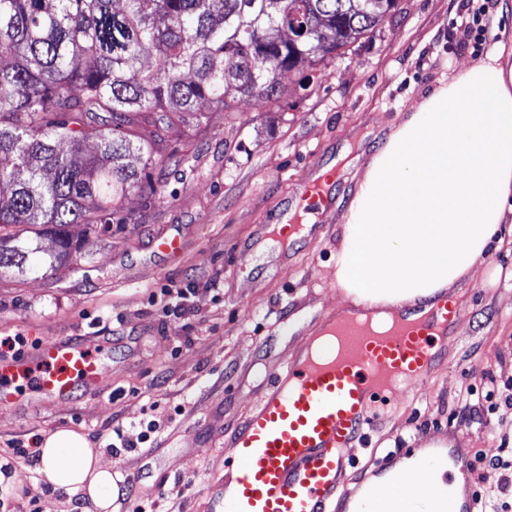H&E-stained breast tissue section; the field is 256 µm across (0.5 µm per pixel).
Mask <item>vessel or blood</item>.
I'll return each instance as SVG.
<instances>
[{
  "instance_id": "obj_1",
  "label": "vessel or blood",
  "mask_w": 512,
  "mask_h": 512,
  "mask_svg": "<svg viewBox=\"0 0 512 512\" xmlns=\"http://www.w3.org/2000/svg\"><path fill=\"white\" fill-rule=\"evenodd\" d=\"M334 184L330 177L307 186L305 201L330 205ZM456 320L455 304L444 300L428 318L386 335L346 324L273 370L262 400L228 443L232 455L221 484L202 488L210 512H398L390 499H371L363 490L341 493L354 464L346 450L367 439L376 401L425 390ZM103 377L84 341L62 337L32 354L0 358V406L16 405L29 388L67 401ZM408 451L447 464L448 512H474L466 449L452 441L427 451L415 443Z\"/></svg>"
}]
</instances>
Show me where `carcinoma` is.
Returning a JSON list of instances; mask_svg holds the SVG:
<instances>
[{"instance_id":"carcinoma-1","label":"carcinoma","mask_w":512,"mask_h":512,"mask_svg":"<svg viewBox=\"0 0 512 512\" xmlns=\"http://www.w3.org/2000/svg\"><path fill=\"white\" fill-rule=\"evenodd\" d=\"M0 0V271L53 272L72 260L68 231L107 232L121 205L143 189L131 152L153 160L162 132L200 120L199 104L229 112L243 97L275 101L270 71L318 57L281 29L321 18L338 23L339 51L395 10L363 0ZM161 113L146 132L141 114ZM93 140L95 152L84 145ZM43 226L54 247L41 255L22 238Z\"/></svg>"}]
</instances>
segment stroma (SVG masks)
Instances as JSON below:
<instances>
[{
  "label": "stroma",
  "mask_w": 512,
  "mask_h": 512,
  "mask_svg": "<svg viewBox=\"0 0 512 512\" xmlns=\"http://www.w3.org/2000/svg\"><path fill=\"white\" fill-rule=\"evenodd\" d=\"M486 6L480 45H462V18ZM512 32L507 0H399L371 33L344 54L281 76L276 102L243 100L234 111L210 108L202 124L167 133L146 172L155 193L132 191L128 223L111 235L85 225L73 262L54 274L0 271V342L22 336L28 350L63 336L100 352L105 381L61 402L0 407V452L60 429L84 434L102 460L125 477L128 499H148L155 512H203L200 488L224 469L219 448L265 392L272 367L307 343L312 323L343 303L332 274L341 217L355 192L357 170L392 126L422 96L468 61L484 58L501 32ZM336 169L335 204L318 216V235L296 240L287 259L278 248L245 250L261 225L288 213L300 188ZM183 248L161 256L160 236ZM512 270V250L492 253L485 269L463 277L448 352L422 396H399L380 411L360 459L381 445L410 438L459 440L470 451L473 486L486 494L483 463L512 473V280L487 284L486 268ZM166 285L191 289V310L164 311L151 295ZM498 421L496 435L458 426L461 398ZM155 421L154 441L139 443ZM123 425L131 450L113 451L112 428Z\"/></svg>",
  "instance_id": "stroma-1"
}]
</instances>
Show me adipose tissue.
Returning a JSON list of instances; mask_svg holds the SVG:
<instances>
[{"instance_id": "adipose-tissue-1", "label": "adipose tissue", "mask_w": 512, "mask_h": 512, "mask_svg": "<svg viewBox=\"0 0 512 512\" xmlns=\"http://www.w3.org/2000/svg\"><path fill=\"white\" fill-rule=\"evenodd\" d=\"M334 279L352 308L393 312L427 307L491 252L512 221V34L449 74L405 115L365 164L344 216ZM41 480L59 504L72 496L113 512L120 473L81 434L58 430L34 450Z\"/></svg>"}]
</instances>
